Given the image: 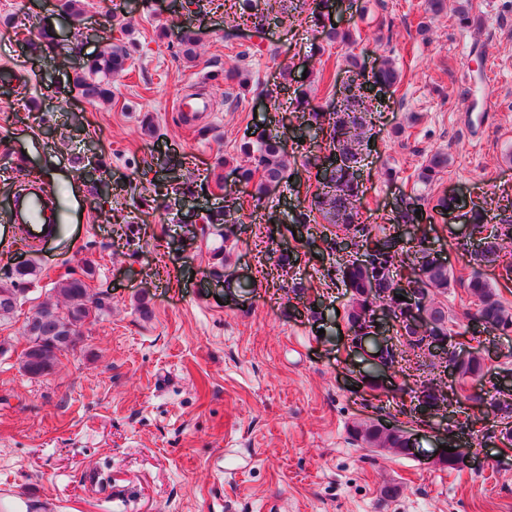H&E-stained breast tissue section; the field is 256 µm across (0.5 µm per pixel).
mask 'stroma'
Wrapping results in <instances>:
<instances>
[{"instance_id": "obj_1", "label": "stroma", "mask_w": 512, "mask_h": 512, "mask_svg": "<svg viewBox=\"0 0 512 512\" xmlns=\"http://www.w3.org/2000/svg\"><path fill=\"white\" fill-rule=\"evenodd\" d=\"M345 2L332 16L355 38L344 48L324 45L314 0H299L295 16L288 0H274L263 23L241 18L236 0H79L77 25L57 0H0V69L18 75L0 82V208L36 174L58 215L35 250L0 228V282L21 264L37 268L0 322V485L37 491L57 512H512V449L499 446L496 419L467 424L471 410L461 407L453 431L444 411L417 422L412 369L392 367L382 390L357 385L369 363L339 314L348 296L321 225L294 237L267 222L272 211L289 219L292 182L245 199L242 228L203 230L186 218L190 206L219 210L238 191L232 173L220 188L206 177L218 158L243 162L246 130L278 135L292 169L316 156L293 130L302 112L333 111L334 82L320 75L345 79L346 52L363 74L389 58L405 73L367 115V224L382 225L409 197L492 200L512 188V0H448L435 18L427 0ZM462 6L484 26L460 25ZM40 22L54 29V48L41 47ZM185 31L200 37L191 59L178 44ZM113 48L129 59L111 99L74 92L84 62ZM234 65L248 91L225 81ZM192 92L213 106L195 130L177 108ZM437 152L448 166L421 184L417 172ZM167 158L181 160L177 175L195 199L147 205L167 181ZM461 224L444 217L425 231L466 278ZM288 249L298 259L277 276L276 255ZM80 277L104 309L85 320L76 350L43 376L26 374L25 321L40 303L59 302L58 283ZM469 347L484 353L490 375L512 373V334L483 333ZM356 420L408 431L413 455L368 452L348 436ZM476 436L486 442L482 468L451 473L438 463L439 444Z\"/></svg>"}]
</instances>
